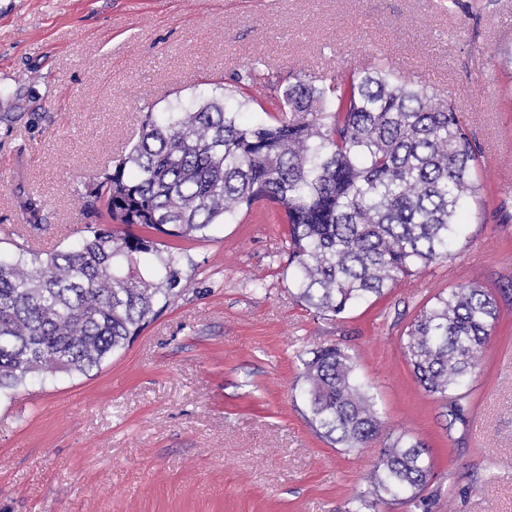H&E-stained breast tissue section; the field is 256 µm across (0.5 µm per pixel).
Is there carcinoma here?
Instances as JSON below:
<instances>
[{"label": "carcinoma", "mask_w": 512, "mask_h": 512, "mask_svg": "<svg viewBox=\"0 0 512 512\" xmlns=\"http://www.w3.org/2000/svg\"><path fill=\"white\" fill-rule=\"evenodd\" d=\"M237 82L188 107L145 113L137 142L86 191L99 223L77 246L0 260V394L31 375L100 368L183 291L184 255L160 248L150 230L204 239L273 204L288 224L298 297L336 319L451 258L481 190L479 151L451 101L383 63L327 85L269 81L264 97L241 101ZM251 104L279 116L246 123ZM143 255L152 267H141ZM498 320L495 295L473 280L437 294L407 326L404 356L423 390L445 402L450 429L467 422L463 389ZM301 363L312 428L349 451L367 446L380 418L354 355L332 344ZM431 478L421 442L399 435L345 512L425 508Z\"/></svg>", "instance_id": "carcinoma-1"}]
</instances>
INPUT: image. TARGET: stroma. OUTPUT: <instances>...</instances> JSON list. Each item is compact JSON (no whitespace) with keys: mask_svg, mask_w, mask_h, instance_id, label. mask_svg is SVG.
Returning <instances> with one entry per match:
<instances>
[{"mask_svg":"<svg viewBox=\"0 0 512 512\" xmlns=\"http://www.w3.org/2000/svg\"><path fill=\"white\" fill-rule=\"evenodd\" d=\"M380 59L451 100L481 148L452 258L336 319L298 299L266 205L205 239L159 236L185 253L184 291L89 375L0 396V512H344L402 433L433 463L430 512H512V0H0V258L86 236L81 196L144 112L237 73L328 81ZM470 280L500 317L452 430L402 334ZM333 343L381 416L353 452L312 429L297 384Z\"/></svg>","mask_w":512,"mask_h":512,"instance_id":"obj_1","label":"stroma"}]
</instances>
